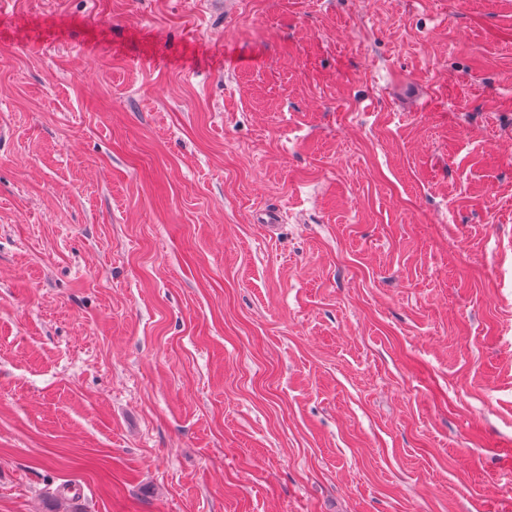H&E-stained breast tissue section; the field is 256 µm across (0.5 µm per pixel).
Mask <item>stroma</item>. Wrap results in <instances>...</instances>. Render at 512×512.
<instances>
[{
	"label": "stroma",
	"instance_id": "obj_1",
	"mask_svg": "<svg viewBox=\"0 0 512 512\" xmlns=\"http://www.w3.org/2000/svg\"><path fill=\"white\" fill-rule=\"evenodd\" d=\"M63 488L512 512V0H0V512Z\"/></svg>",
	"mask_w": 512,
	"mask_h": 512
}]
</instances>
